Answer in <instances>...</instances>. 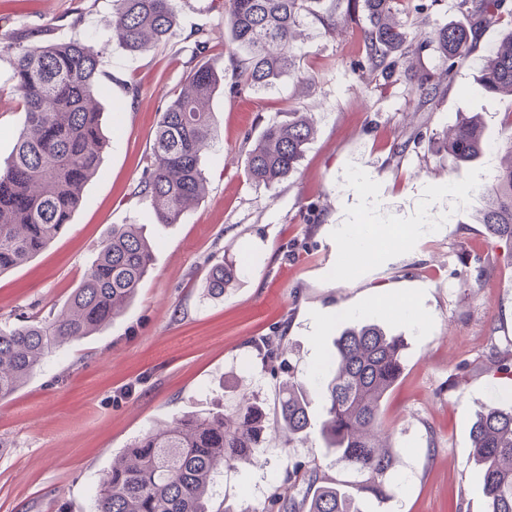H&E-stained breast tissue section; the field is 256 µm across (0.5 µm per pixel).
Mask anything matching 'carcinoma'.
<instances>
[{"mask_svg":"<svg viewBox=\"0 0 512 512\" xmlns=\"http://www.w3.org/2000/svg\"><path fill=\"white\" fill-rule=\"evenodd\" d=\"M175 0H113V31L119 45L140 54L175 35ZM319 0H228L229 54L235 61L229 90H268L295 72L294 41L303 19ZM401 0H362L369 27L367 60L382 77L392 75V57L413 47L415 38L397 17ZM456 8L478 21L512 18L506 0H456ZM477 29L436 27L429 41L448 57V70L418 77L416 91L436 98L456 66L469 59ZM10 58L12 89L24 111L12 153L0 161V274L45 250L71 222L85 184L98 170L107 147L100 125L105 63L101 49L79 38H58L47 29L36 43L18 33L0 46ZM484 86L512 96V28L479 59ZM221 85L196 64L186 75L156 125L145 173L136 194L149 199L156 224H176L205 196L203 157L215 139L207 104ZM314 134L313 120L290 112L268 123L247 152L249 182L271 184L293 172ZM448 152L468 163L503 147L512 154V112L491 141L475 116H464L445 137ZM480 223L512 242V165L486 188ZM152 245L137 224H114L98 257L84 272L67 303L49 318L18 315L0 329V399L16 392L63 346L94 335L131 303L152 264ZM233 263L213 266L206 288L213 295L238 279ZM286 337L259 344L271 374L281 375L276 426L288 442L312 430L310 387L326 401L319 434L345 478L321 473L317 462L295 464L270 494L278 512H363L362 500L389 497L396 462L392 446L379 444L384 403L404 366L401 337L377 324L360 322L336 337L335 353L322 370L301 379L282 359ZM264 406L253 402L236 415H189L145 433L123 450L101 478L94 512H210L220 468L237 471L253 463L265 441ZM472 457L480 467L487 512H512V405L493 399L481 406L471 428Z\"/></svg>","mask_w":512,"mask_h":512,"instance_id":"obj_1","label":"carcinoma"}]
</instances>
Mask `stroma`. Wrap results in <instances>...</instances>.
<instances>
[{
  "label": "stroma",
  "instance_id": "stroma-1",
  "mask_svg": "<svg viewBox=\"0 0 512 512\" xmlns=\"http://www.w3.org/2000/svg\"><path fill=\"white\" fill-rule=\"evenodd\" d=\"M456 0H405L401 21L416 36L442 25L470 27ZM322 0L320 17L297 31L299 73L269 92L214 95L217 137L204 157L207 196L179 223L154 225L135 194L156 123L190 69L198 33L207 66L231 80L224 0H179L166 44L125 52L112 31V0H0V41L29 28L79 36L106 51L102 129L109 139L71 224L40 255L0 275V327L19 313L47 316L66 302L116 224L143 225L153 261L142 288L111 325L57 351L0 400V512H91L100 477L135 438L191 414L233 412L258 395L274 407L278 383L255 345L286 335L298 377L324 363L335 336L360 320L403 337L405 370L385 403L397 451L394 499L366 512H486L472 461L471 426L492 394L512 396V374L491 371L489 353L512 351V242L476 221L490 183L486 161L459 162L442 133L460 115L480 116L498 138L512 97L488 93L479 56L506 28L484 25L472 59L453 69L432 101L416 78L448 62L433 45L401 56L382 79L367 69L361 10ZM336 18L326 30L323 15ZM0 59V158L24 119ZM312 116L314 137L296 170L256 185L244 159L280 112ZM405 232L403 240L348 248L340 224ZM423 233L411 234V225ZM243 273L223 297L203 291L214 264ZM336 467L318 432L288 442L271 430L257 465L224 472L215 500L263 512L289 466Z\"/></svg>",
  "mask_w": 512,
  "mask_h": 512
}]
</instances>
